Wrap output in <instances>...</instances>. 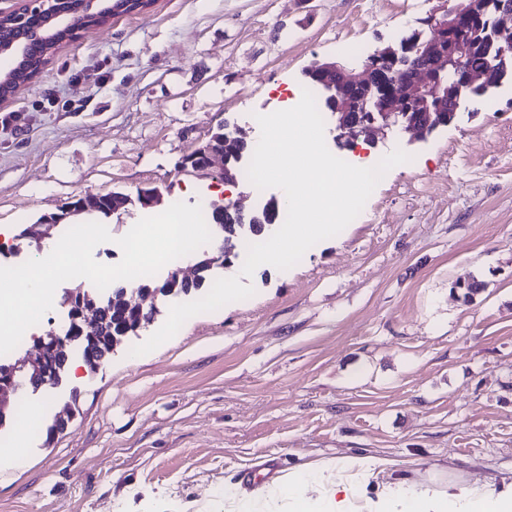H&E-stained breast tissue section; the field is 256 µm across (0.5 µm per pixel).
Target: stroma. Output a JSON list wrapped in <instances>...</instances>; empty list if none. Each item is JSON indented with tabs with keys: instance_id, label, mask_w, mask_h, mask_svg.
Instances as JSON below:
<instances>
[{
	"instance_id": "stroma-1",
	"label": "stroma",
	"mask_w": 512,
	"mask_h": 512,
	"mask_svg": "<svg viewBox=\"0 0 512 512\" xmlns=\"http://www.w3.org/2000/svg\"><path fill=\"white\" fill-rule=\"evenodd\" d=\"M453 0H154L79 29L29 86L0 101L18 128H0L4 262L43 258L29 225L85 194L128 195L103 218L117 244L164 203L242 201L281 191L226 186L222 159L184 160L220 125L258 141L257 114L285 107L283 90L329 58L362 66ZM356 163L394 149L392 168L362 212L286 271L259 266L252 297L190 318L139 357L130 349L173 303L155 274L154 316L97 370L23 391L35 426L9 419L0 437V512H224V490L247 471L278 473L322 459L376 456L411 480L445 463L469 486L512 474V88L466 105L426 139L394 129L338 147ZM482 291L465 298L463 283ZM73 409L60 432L55 414Z\"/></svg>"
}]
</instances>
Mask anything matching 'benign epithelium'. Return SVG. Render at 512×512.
I'll use <instances>...</instances> for the list:
<instances>
[{
  "label": "benign epithelium",
  "mask_w": 512,
  "mask_h": 512,
  "mask_svg": "<svg viewBox=\"0 0 512 512\" xmlns=\"http://www.w3.org/2000/svg\"><path fill=\"white\" fill-rule=\"evenodd\" d=\"M152 0H22V5L0 11V23L18 33L9 44L0 42V53L17 54L16 65L0 79L21 88L44 69L49 58L67 41L75 38L79 26H98L120 12H143ZM494 8L498 21L486 30L474 29L467 38L459 37L464 23L488 8ZM429 25L434 34L418 37L417 56H408L407 40L390 45L368 57L362 70L349 68L338 61H328L306 70L321 85L334 119L337 138L351 143L359 137L369 138L399 125L427 136L446 122L439 111L451 107L457 114L461 102H476L507 84L512 70V0H455L452 7L433 15ZM38 40L42 54L28 55L21 40ZM489 45L488 67L472 70L467 66L471 51L480 43ZM224 150L208 145L195 152L201 162L191 164L205 171L212 156ZM99 195L88 194L74 202L68 213L91 215L100 210ZM67 334L52 333L42 341L39 353L17 357L9 368L8 379L0 381V409L8 406V395L23 386L39 389L54 382V356L61 344L72 342Z\"/></svg>",
  "instance_id": "benign-epithelium-1"
}]
</instances>
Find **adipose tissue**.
I'll use <instances>...</instances> for the list:
<instances>
[{
	"label": "adipose tissue",
	"instance_id": "adipose-tissue-1",
	"mask_svg": "<svg viewBox=\"0 0 512 512\" xmlns=\"http://www.w3.org/2000/svg\"><path fill=\"white\" fill-rule=\"evenodd\" d=\"M329 469L328 462L318 461L248 493L225 490L226 512H357L354 480L329 476ZM461 482L458 470L438 465L425 491L398 477L378 501L362 507L366 512H512V494L486 496Z\"/></svg>",
	"mask_w": 512,
	"mask_h": 512
}]
</instances>
